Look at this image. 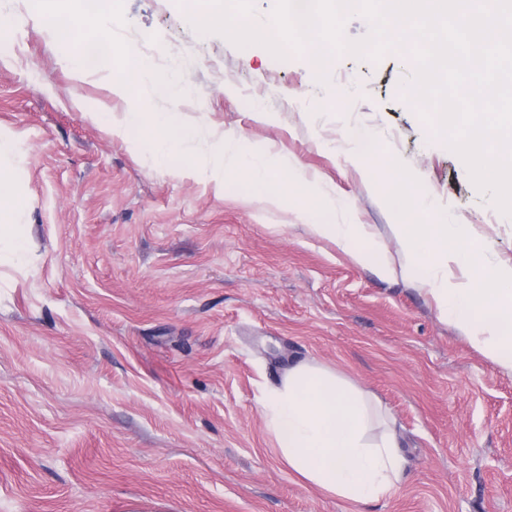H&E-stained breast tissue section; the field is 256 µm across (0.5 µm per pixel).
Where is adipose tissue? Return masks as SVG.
<instances>
[{"instance_id":"ef3b65f1","label":"adipose tissue","mask_w":512,"mask_h":512,"mask_svg":"<svg viewBox=\"0 0 512 512\" xmlns=\"http://www.w3.org/2000/svg\"><path fill=\"white\" fill-rule=\"evenodd\" d=\"M40 16L65 46L82 36L96 35L105 42V32L114 19V0H38ZM104 60L123 71L120 90L132 102L112 128L148 130L152 154L164 161L188 139L187 129L177 125L170 112L152 111L139 96L140 86L150 76L140 59L107 48ZM226 176L248 183L252 195L272 202L285 186L282 165L238 150ZM29 226L24 208L14 192L9 170L0 166V263L21 262L27 253ZM263 410L276 437L280 456L288 468L327 495L356 503L393 494L400 481L403 458L393 432L369 441L367 433L374 409L366 395L335 372L314 364L289 370L280 387L263 403Z\"/></svg>"}]
</instances>
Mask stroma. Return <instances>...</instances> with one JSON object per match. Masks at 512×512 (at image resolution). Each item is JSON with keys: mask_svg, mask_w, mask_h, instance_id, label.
I'll list each match as a JSON object with an SVG mask.
<instances>
[{"mask_svg": "<svg viewBox=\"0 0 512 512\" xmlns=\"http://www.w3.org/2000/svg\"><path fill=\"white\" fill-rule=\"evenodd\" d=\"M0 11V164L31 226L26 260L0 266V512H512V370L440 317L388 201L394 165L489 264L512 266V216L404 95L403 55H335L323 83L308 53L199 32L180 0H117L113 45L184 88L145 98L198 132L157 162L101 118L129 109L119 75L73 68L36 0ZM238 143L304 184L254 201L223 178ZM316 224L361 225L392 274ZM301 362L368 394L370 440L393 426L391 496L329 497L281 460L261 402Z\"/></svg>", "mask_w": 512, "mask_h": 512, "instance_id": "35a3bbf8", "label": "stroma"}]
</instances>
